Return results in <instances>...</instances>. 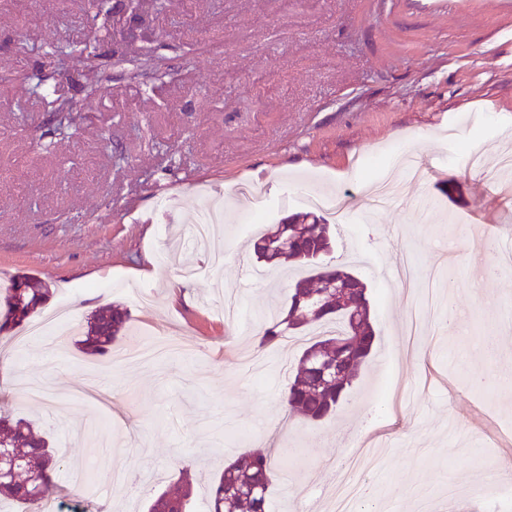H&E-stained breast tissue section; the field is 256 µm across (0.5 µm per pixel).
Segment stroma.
Listing matches in <instances>:
<instances>
[{
	"instance_id": "stroma-1",
	"label": "stroma",
	"mask_w": 512,
	"mask_h": 512,
	"mask_svg": "<svg viewBox=\"0 0 512 512\" xmlns=\"http://www.w3.org/2000/svg\"><path fill=\"white\" fill-rule=\"evenodd\" d=\"M92 0H0V284L27 273L48 285L43 307L71 304L45 339L10 349L0 413L30 419L69 463L93 457L97 490L74 495L70 472L45 512H143L161 481L194 480V512L232 456L284 441L272 512H326L355 431H379L386 452L368 473L380 512H487L472 485L512 465V268L483 248L484 227L512 230V192L496 159L512 152V0H170L157 56L166 76L110 71L89 115L46 138L32 75L50 46L89 42ZM426 168L388 207L365 215L363 183L389 171L393 148ZM485 158L480 172L463 159ZM233 197H225V186ZM341 195L347 222L327 216L335 263L365 280L375 352L338 416L308 424L282 396L298 347H259V325L287 297L298 267L261 272L247 246L261 228L307 212L302 191ZM222 207L224 261L191 238L206 203ZM154 267L140 273L144 254ZM147 286L148 299L131 295ZM109 303L128 309L108 355L78 348V330ZM424 314L428 349L400 333ZM177 340L182 353L146 365L117 354L129 337ZM497 337L494 358L466 339ZM405 389L385 401L389 375ZM45 382L49 405L16 395ZM137 494L107 482L114 462Z\"/></svg>"
}]
</instances>
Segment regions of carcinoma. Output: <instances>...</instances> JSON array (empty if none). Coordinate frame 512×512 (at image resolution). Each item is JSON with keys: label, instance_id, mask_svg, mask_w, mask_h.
Returning a JSON list of instances; mask_svg holds the SVG:
<instances>
[{"label": "carcinoma", "instance_id": "1", "mask_svg": "<svg viewBox=\"0 0 512 512\" xmlns=\"http://www.w3.org/2000/svg\"><path fill=\"white\" fill-rule=\"evenodd\" d=\"M80 57L90 77L85 93L97 92L108 75L98 56L87 48L58 46L47 54V64L62 57ZM35 93L47 102L49 113L57 111L56 89L46 87L50 78L40 72L34 75ZM333 231L329 224H307L291 215L271 227L253 243L257 260L269 266L284 263L308 268L309 274L297 278L275 318L263 324L258 332V347L273 345L285 337H295L313 325L331 320L342 324L336 333L326 331L302 350L296 370L289 377L282 402L284 407L300 414L309 424L336 414L345 396L358 378L377 340L371 319L367 286L361 278L327 257L333 251ZM343 280L348 288L349 310L336 308L332 295L322 284ZM49 288L44 282L17 275L6 288L4 305L0 307V335L11 339V333L26 325L47 302ZM128 311L119 304L96 310L87 320V330L80 340L81 351L102 355L112 350L126 330ZM5 443L15 456L35 463L37 477L25 473L0 475V499L22 503L26 512H42L43 505L56 484L55 478L65 466L66 456L49 446L32 424L15 418L0 426V443ZM277 473L271 455L259 449L244 451L224 466L211 488L209 512H268V495ZM192 481L182 473L177 481L152 497L148 512H192Z\"/></svg>", "mask_w": 512, "mask_h": 512}]
</instances>
